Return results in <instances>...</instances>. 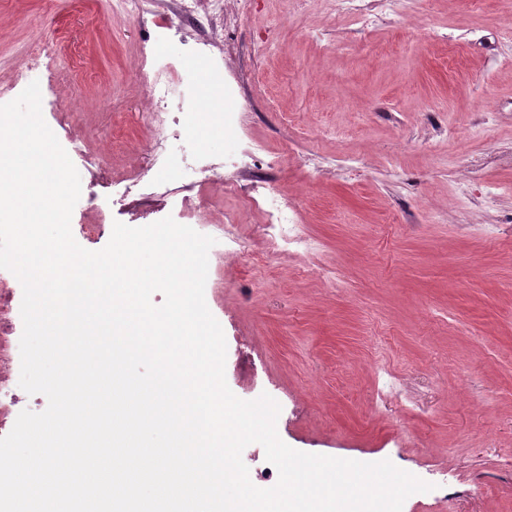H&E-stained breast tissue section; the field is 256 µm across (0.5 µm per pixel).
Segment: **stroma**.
Instances as JSON below:
<instances>
[{
	"mask_svg": "<svg viewBox=\"0 0 512 512\" xmlns=\"http://www.w3.org/2000/svg\"><path fill=\"white\" fill-rule=\"evenodd\" d=\"M367 2L338 18L329 0H234L213 51L241 86L246 129L174 133L149 166L143 46L163 40L179 89L199 95L180 123L204 125L215 96L184 59L196 30L162 33L173 0H143L135 17L112 0H0V101L23 91L29 48L57 33L53 62L30 77L80 175L71 230L90 251L118 221L170 216L211 234L188 210L201 194L227 210L286 194L311 252L256 273L268 244L250 233L265 221L254 208L238 217L248 255L208 268L229 389L273 397L298 451L387 459L431 483L403 512H512V0H387L365 21ZM102 148L105 165L85 167ZM219 160L220 179L201 183ZM9 284L7 432L48 406L19 386L23 290Z\"/></svg>",
	"mask_w": 512,
	"mask_h": 512,
	"instance_id": "obj_1",
	"label": "stroma"
}]
</instances>
